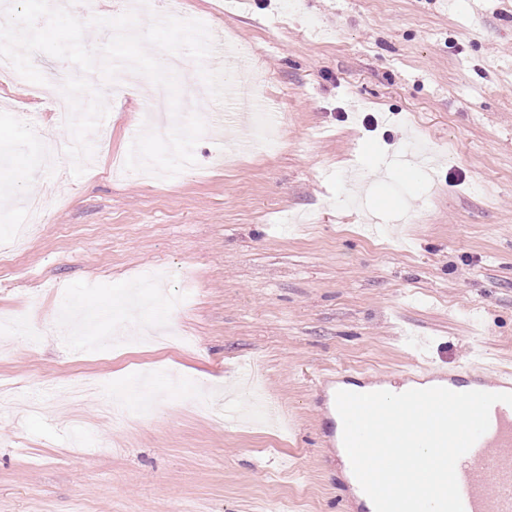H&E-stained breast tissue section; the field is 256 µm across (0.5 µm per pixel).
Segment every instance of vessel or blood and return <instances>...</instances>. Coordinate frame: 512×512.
Returning a JSON list of instances; mask_svg holds the SVG:
<instances>
[{
    "label": "vessel or blood",
    "instance_id": "b4317fda",
    "mask_svg": "<svg viewBox=\"0 0 512 512\" xmlns=\"http://www.w3.org/2000/svg\"><path fill=\"white\" fill-rule=\"evenodd\" d=\"M406 376L415 382L445 378L452 386L469 391L512 390V377L490 380L469 368L448 377L429 362L415 363ZM456 474L464 512H512V405L492 406L488 431L460 458Z\"/></svg>",
    "mask_w": 512,
    "mask_h": 512
}]
</instances>
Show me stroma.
<instances>
[{
  "label": "stroma",
  "mask_w": 512,
  "mask_h": 512,
  "mask_svg": "<svg viewBox=\"0 0 512 512\" xmlns=\"http://www.w3.org/2000/svg\"><path fill=\"white\" fill-rule=\"evenodd\" d=\"M223 2L184 16L213 15L252 95L203 107L217 132L173 178L108 173L150 80L117 99L100 82L78 177L44 157L70 136L46 100L0 80V248L22 196L71 194L0 277V512H343L320 378L399 380L407 329L443 371L512 370V0ZM258 102L280 145L238 152ZM375 165L352 206L348 174ZM130 317L193 346L105 343ZM247 378L263 415L217 426L185 400Z\"/></svg>",
  "instance_id": "stroma-1"
}]
</instances>
